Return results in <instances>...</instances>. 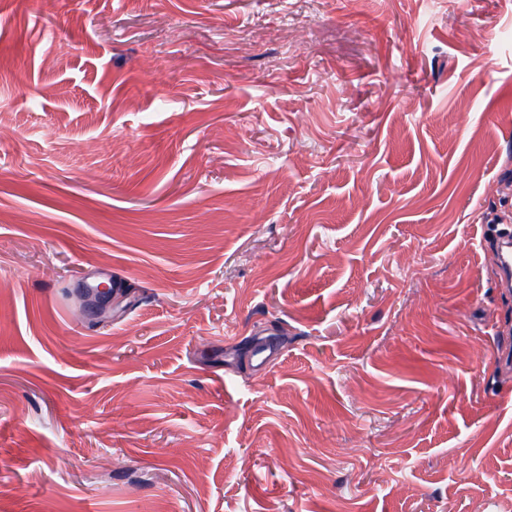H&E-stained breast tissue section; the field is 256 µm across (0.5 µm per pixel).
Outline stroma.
<instances>
[{
  "label": "stroma",
  "instance_id": "1",
  "mask_svg": "<svg viewBox=\"0 0 512 512\" xmlns=\"http://www.w3.org/2000/svg\"><path fill=\"white\" fill-rule=\"evenodd\" d=\"M0 111V512L512 502V0H0ZM494 257L497 266V280L501 288L512 289V238L509 234L498 236L495 241ZM112 280L107 283L86 286L79 291L83 300V307L89 309L97 318L98 322L104 323L112 313V299L115 297V290Z\"/></svg>",
  "mask_w": 512,
  "mask_h": 512
}]
</instances>
